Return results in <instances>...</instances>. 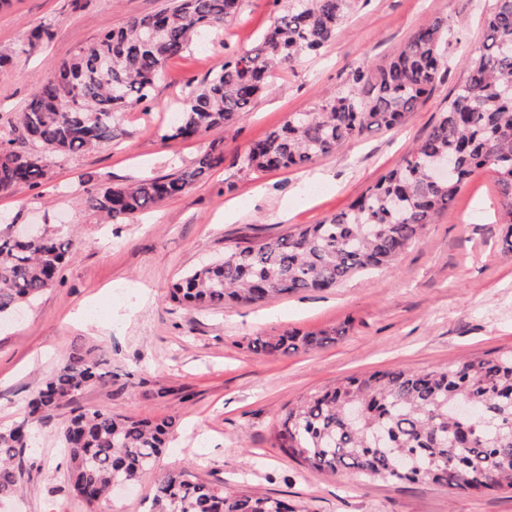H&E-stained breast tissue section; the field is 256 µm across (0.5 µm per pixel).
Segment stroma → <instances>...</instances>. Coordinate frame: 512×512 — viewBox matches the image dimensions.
<instances>
[{"mask_svg": "<svg viewBox=\"0 0 512 512\" xmlns=\"http://www.w3.org/2000/svg\"><path fill=\"white\" fill-rule=\"evenodd\" d=\"M494 0H358L320 53L271 71L248 114L220 130L224 163L181 196L126 221L103 223L87 190L173 173L209 138L169 139L173 108L188 80H202L225 56L254 48L273 24L278 0H244L237 18L166 64L154 105L123 113L111 146L47 155L39 185L0 194V216L37 224L69 242L57 282L16 319L0 323V427L22 420L41 382L72 355L99 359L112 377L85 389L78 405L133 418L172 421L158 473L286 497L312 512H512V492L487 497L428 483L331 477L285 457L274 432L282 409L348 376L397 367L434 370L512 351V253L499 222L495 178L474 175L435 223L388 267L324 292L254 306L176 308L169 290L187 269L223 258L245 237L276 236L345 210L422 139L464 79ZM163 0H0V50L35 27L51 37L0 70V126L12 121L38 82L79 48ZM448 21L447 81L394 130L345 143L301 169L241 170L248 146L296 112L345 92L351 69L384 63L431 18ZM345 328L336 343L274 357L251 351L257 336ZM61 408L33 421L14 512H89L68 492L59 432Z\"/></svg>", "mask_w": 512, "mask_h": 512, "instance_id": "stroma-1", "label": "stroma"}]
</instances>
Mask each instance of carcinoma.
<instances>
[{
  "mask_svg": "<svg viewBox=\"0 0 512 512\" xmlns=\"http://www.w3.org/2000/svg\"><path fill=\"white\" fill-rule=\"evenodd\" d=\"M354 0H286L272 26L249 52L226 57L199 82H188L178 117L164 137L190 140L242 119L269 72L318 53L336 36ZM242 0H169L154 14L134 17L81 48L38 83L10 130L0 131V193L37 185L47 175L43 153H85L112 144L119 113L153 100L167 62L203 33L224 30ZM485 37L466 63V77L428 135L349 207L267 239H249L208 266L188 270L169 299L198 309L250 305L292 293L334 288L387 266L454 201L471 177L494 173L512 252V0H495L484 17ZM448 26L420 25L384 65L358 67L347 90L313 112H296L251 144L239 158L248 171L303 167L374 130H391L421 106L448 75ZM31 144L11 147V135ZM456 158L452 182L432 164ZM224 163L215 140L173 174L86 192L87 207L110 220L147 212L185 193ZM68 247L46 234L24 239L0 230V318L36 300L56 280ZM344 328L248 342L256 353L287 356L321 348ZM106 382L98 361L70 356L27 401L43 418ZM171 423L117 411L75 406L60 431L71 495L93 507L118 483L155 474ZM30 429L0 430V501L17 496L16 457ZM289 459L328 476L433 483L454 492L492 495L512 489V354L450 364L445 369L396 368L315 390L284 407L276 433ZM148 512H309L300 503L253 497L199 480L189 470L156 479Z\"/></svg>",
  "mask_w": 512,
  "mask_h": 512,
  "instance_id": "1",
  "label": "carcinoma"
}]
</instances>
